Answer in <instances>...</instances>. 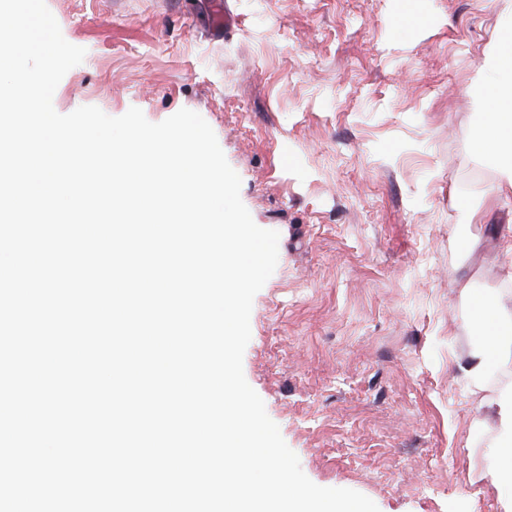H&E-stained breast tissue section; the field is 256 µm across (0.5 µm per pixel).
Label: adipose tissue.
<instances>
[{"label":"adipose tissue","mask_w":512,"mask_h":512,"mask_svg":"<svg viewBox=\"0 0 512 512\" xmlns=\"http://www.w3.org/2000/svg\"><path fill=\"white\" fill-rule=\"evenodd\" d=\"M483 68L486 81L469 88L485 109L479 120L476 142L480 153L499 167L500 187L512 188V39L503 38L497 49L487 55ZM475 318L484 328L486 339L474 352L467 368L469 375L480 377L492 365L505 363L512 354V309L499 300L481 298L475 302Z\"/></svg>","instance_id":"adipose-tissue-1"}]
</instances>
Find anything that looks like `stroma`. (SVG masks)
<instances>
[{
    "label": "stroma",
    "mask_w": 512,
    "mask_h": 512,
    "mask_svg": "<svg viewBox=\"0 0 512 512\" xmlns=\"http://www.w3.org/2000/svg\"><path fill=\"white\" fill-rule=\"evenodd\" d=\"M223 4L229 21L212 24ZM86 51L53 106L186 108L278 263L243 372L305 475L379 512H512L472 300L512 299V192L475 148L506 0H46Z\"/></svg>",
    "instance_id": "35a3bbf8"
}]
</instances>
